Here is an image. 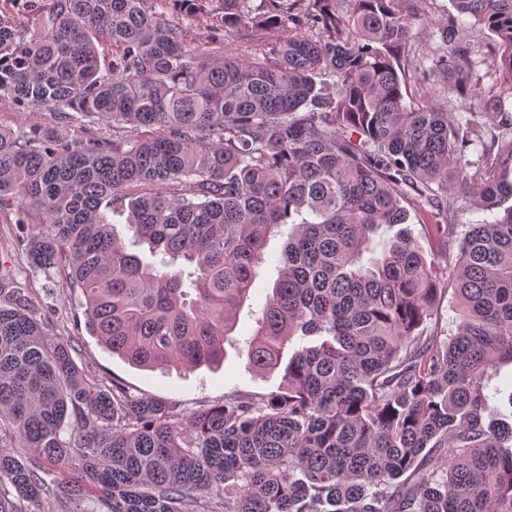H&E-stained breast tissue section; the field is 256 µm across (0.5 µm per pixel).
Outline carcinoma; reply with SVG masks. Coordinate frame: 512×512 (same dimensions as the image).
<instances>
[{
	"label": "carcinoma",
	"mask_w": 512,
	"mask_h": 512,
	"mask_svg": "<svg viewBox=\"0 0 512 512\" xmlns=\"http://www.w3.org/2000/svg\"><path fill=\"white\" fill-rule=\"evenodd\" d=\"M157 2L0 16V99L60 120L0 128V211L39 217L19 246L64 270L88 333L141 369L224 361L269 234L289 225L245 356L272 371L296 348L277 391L187 413L86 378L1 279L0 512H512V423H486L488 379L512 363V0H451L423 74L453 113L405 102L428 0H220L204 38ZM165 2L195 15L212 0ZM470 25L499 93L477 88ZM230 30L249 54L214 51ZM474 108L496 114L488 140L457 117ZM75 112L117 136H71ZM137 186L151 191L128 198ZM409 197L444 250L463 200L499 211L460 242L450 336L422 329L440 289L410 235L363 263ZM123 206L129 244L110 217Z\"/></svg>",
	"instance_id": "cac0c4a2"
}]
</instances>
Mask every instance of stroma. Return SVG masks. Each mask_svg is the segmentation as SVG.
<instances>
[{
	"label": "stroma",
	"instance_id": "obj_1",
	"mask_svg": "<svg viewBox=\"0 0 512 512\" xmlns=\"http://www.w3.org/2000/svg\"><path fill=\"white\" fill-rule=\"evenodd\" d=\"M428 20L413 29V51L406 59L407 100L416 103L433 96L435 89L422 74L421 58L433 48L439 29L451 22L454 10L449 0H430ZM57 119L48 111L34 112L8 101L0 100V127L32 133L55 126ZM404 207L408 214L406 231L414 238L428 261L440 271L439 286L442 297L434 315L427 322V329L445 331L456 329L459 307L454 293L451 270L459 252L460 237L466 225L490 221L494 212L468 204L460 216V224L448 238L447 250H440L432 239L429 218L423 206L407 200ZM32 225H19L15 212H0V276L13 279L23 288L25 295L41 317L47 318L53 333L73 343L72 356L90 380L108 386L121 381L135 396L178 403L185 411H194L214 405L231 394H245L258 398L277 390L281 383L280 372L256 373L247 366L240 351L253 335L255 314L265 303L278 276V259L281 255L285 233H272L266 244L264 261L251 286L248 300L240 309L235 327L224 344L226 357L223 364L196 370L166 369L145 371L134 368L118 357L108 354L90 336L85 325L84 308L79 292L63 288L61 276H48L33 268L25 254L15 249L13 242L21 232H32Z\"/></svg>",
	"mask_w": 512,
	"mask_h": 512
}]
</instances>
